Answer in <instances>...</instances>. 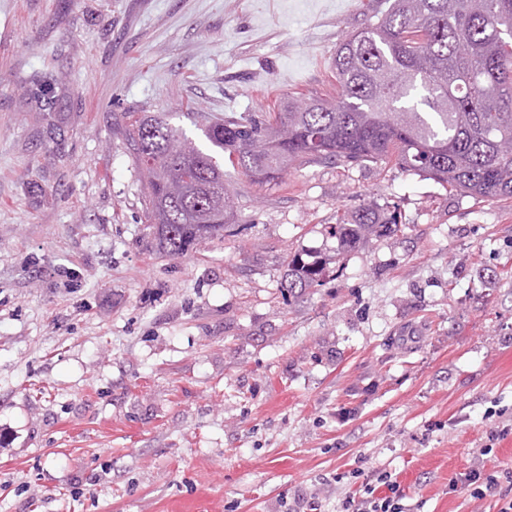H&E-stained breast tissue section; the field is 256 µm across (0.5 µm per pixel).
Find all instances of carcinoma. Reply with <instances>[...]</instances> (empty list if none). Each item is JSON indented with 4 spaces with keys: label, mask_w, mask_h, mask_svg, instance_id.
Wrapping results in <instances>:
<instances>
[{
    "label": "carcinoma",
    "mask_w": 512,
    "mask_h": 512,
    "mask_svg": "<svg viewBox=\"0 0 512 512\" xmlns=\"http://www.w3.org/2000/svg\"><path fill=\"white\" fill-rule=\"evenodd\" d=\"M334 100L276 112L201 118L206 149L161 112H126L116 132L144 176L157 249L189 254L233 223L224 163L259 184L297 161L395 162L480 198L512 200V0H392L336 51ZM399 230L396 207L368 205L333 226L343 248ZM322 264L288 262L281 287L296 295Z\"/></svg>",
    "instance_id": "cac0c4a2"
}]
</instances>
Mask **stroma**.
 I'll list each match as a JSON object with an SVG mask.
<instances>
[{
  "label": "stroma",
  "instance_id": "35a3bbf8",
  "mask_svg": "<svg viewBox=\"0 0 512 512\" xmlns=\"http://www.w3.org/2000/svg\"><path fill=\"white\" fill-rule=\"evenodd\" d=\"M369 0H0V512H341L353 470L413 512L512 412V201L394 163L227 181L236 230L159 255L114 123L336 94ZM402 231L342 252L344 213ZM322 284L285 295L293 257Z\"/></svg>",
  "mask_w": 512,
  "mask_h": 512
}]
</instances>
